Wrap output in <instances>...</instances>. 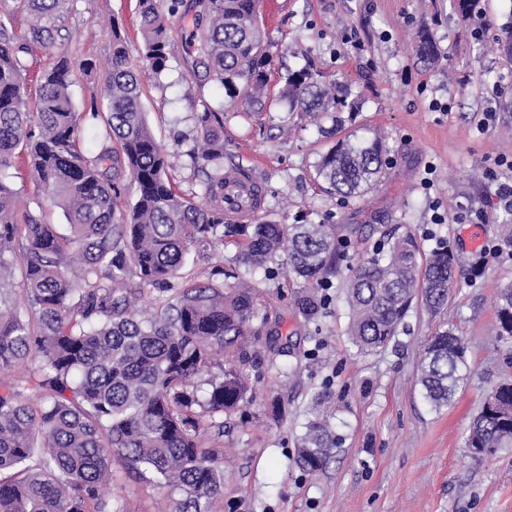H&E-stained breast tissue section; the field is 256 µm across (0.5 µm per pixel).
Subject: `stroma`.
<instances>
[{"label":"stroma","mask_w":512,"mask_h":512,"mask_svg":"<svg viewBox=\"0 0 512 512\" xmlns=\"http://www.w3.org/2000/svg\"><path fill=\"white\" fill-rule=\"evenodd\" d=\"M456 0H258L257 20L271 59L263 109L228 104L222 87L205 80L193 35L199 0H158L168 15L173 54L160 76L144 78L142 107L159 143L172 155L168 176L176 188L199 193L200 178L187 155L196 136V112L224 106V162L253 170L266 189L259 220L293 224L304 219L336 227L344 264L372 254L392 236L412 231L431 250L448 242L460 277L447 314L413 304L395 338L383 349L358 353L348 335L350 310L344 275L321 288L315 317L295 302L301 279L280 264L272 273L238 266L232 238L191 247L181 270L186 286L208 281L249 282L256 312L250 323L257 355L244 367L255 387L252 402L224 419L223 435L208 444L224 450V488L215 512H512V451L474 456L465 441L484 396L512 379V343L496 338L495 299L512 283V245L499 227L512 207L488 199L489 171L512 157V57L501 46L512 32V0H481L490 28L475 42ZM141 0H68L52 29V43L27 57V95L36 99L39 77L58 54L74 72L69 94L75 112L102 98L112 30L128 39L138 58ZM426 27L440 50L428 66L416 53V32ZM365 49L356 52L354 41ZM310 66L323 85L351 88L357 98L344 112L342 135L384 136L389 161L380 181L361 196L330 195L315 183V165L336 142L327 116L309 119L280 92L290 71ZM447 103L444 112L428 107ZM495 114L480 131L484 112ZM431 175L432 188L422 179ZM21 208L54 225L69 226L59 207L39 204L26 166L0 172ZM444 217L432 221L433 213ZM479 232L480 246L468 235ZM453 326L467 346L469 370L448 407L432 411L416 384L429 336ZM288 335L285 352L268 348ZM326 418L340 442L329 465L308 475L296 466L307 423ZM105 497L123 512H168L170 494L112 458Z\"/></svg>","instance_id":"obj_1"}]
</instances>
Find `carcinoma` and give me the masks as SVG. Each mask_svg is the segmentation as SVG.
I'll return each instance as SVG.
<instances>
[{
    "mask_svg": "<svg viewBox=\"0 0 512 512\" xmlns=\"http://www.w3.org/2000/svg\"><path fill=\"white\" fill-rule=\"evenodd\" d=\"M66 2L23 0L35 19L23 40L0 20V171L26 160L36 194L48 195L70 228L61 235L19 212L16 192L0 181V512H112L103 489L114 453L168 488L171 512H212L224 485V449L203 446V435L223 433L214 415L236 410L252 392L234 368L205 389L195 379L227 353L249 361L256 300L247 286H182L187 251L231 237L248 267L268 272L285 254L306 288H327L341 261L336 231L321 223L224 222V184L243 168L224 166L221 104L196 113L189 151L211 205L178 192L166 179L168 154L141 108V82L116 28L100 103L74 112L71 61L59 55L30 104L23 58L47 46L49 23ZM142 3L140 53L157 76L172 54L169 26L155 0ZM204 9L209 24L195 41L206 73L230 100L259 102L270 60L256 0H205ZM416 51L426 64L439 60L424 27ZM283 94L310 117L336 112L338 127V113L355 108L349 88L321 87L306 67L288 74ZM89 119L101 135L95 153L80 148ZM388 152L379 134L345 136L320 157L317 180L329 193L362 195L379 181ZM131 187L134 203L124 209L119 202ZM456 269L448 243L426 256L411 233L362 259L346 283L353 345L360 352L385 347L416 300L433 314L444 311ZM153 290L162 301L138 310ZM495 309L497 337L512 341L511 283L500 288ZM21 363L23 374L10 375ZM468 370L453 328L428 337L417 377L427 405H448ZM338 443L325 422H309L297 467L321 471ZM466 445L491 455L512 448L511 382L486 395Z\"/></svg>",
    "mask_w": 512,
    "mask_h": 512,
    "instance_id": "1",
    "label": "carcinoma"
}]
</instances>
